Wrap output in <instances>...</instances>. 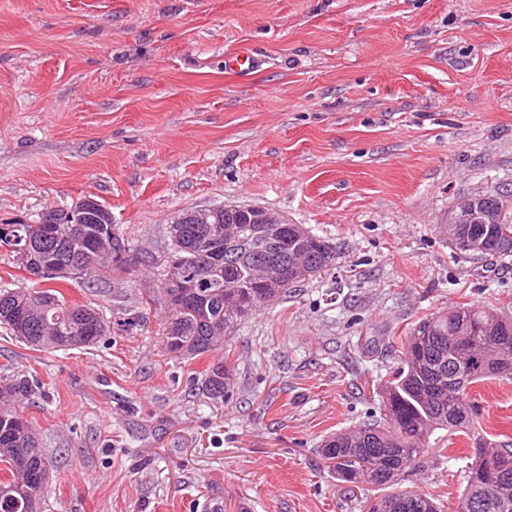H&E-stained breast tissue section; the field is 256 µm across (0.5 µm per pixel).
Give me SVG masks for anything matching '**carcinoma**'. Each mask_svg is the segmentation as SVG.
Returning a JSON list of instances; mask_svg holds the SVG:
<instances>
[{
  "mask_svg": "<svg viewBox=\"0 0 512 512\" xmlns=\"http://www.w3.org/2000/svg\"><path fill=\"white\" fill-rule=\"evenodd\" d=\"M96 219L82 225L77 238L69 236L71 225L61 213L53 224H28L33 238L31 256L48 266L74 251L89 259L84 276L93 277L111 261L120 267L129 251L116 226L108 223L110 210L99 205ZM219 222L234 224L246 234L249 225L234 208L220 211ZM176 266L183 272H209L218 287L205 300H187L197 306L198 316L169 323V352L191 358L213 351L220 339L231 334L238 320L288 293L286 288L259 287L249 268L250 244L241 259L226 268L213 264L203 248L209 225L191 220L176 236L167 230ZM307 237L289 234V242L269 251L263 265L310 263L299 255ZM55 285L43 290L52 304L40 307L28 288L0 291V325L37 350L66 347L74 338L77 346H95L109 326L95 309L66 301L60 288L70 278H48ZM512 376V318L489 306L470 304L437 312L417 323L398 351L396 367L379 386L381 421L365 422L354 431L329 435L318 449L336 472V479L360 484L398 486L421 467L431 451L427 440L437 430H468L478 416V406L469 397L472 385L493 377ZM229 370L225 363H212L205 370L202 387L209 398L228 396ZM31 391L22 375H0V400L25 398ZM0 512H40L46 482L33 481L17 491L22 469L50 466L47 450L38 434L14 407L0 405ZM488 464L512 474V444L490 450ZM483 463L476 457L465 469L466 485L449 512H499V504H512V481L486 484ZM386 512H442L435 499L424 492L396 490L384 498Z\"/></svg>",
  "mask_w": 512,
  "mask_h": 512,
  "instance_id": "cac0c4a2",
  "label": "carcinoma"
}]
</instances>
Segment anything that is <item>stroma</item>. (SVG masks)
Returning a JSON list of instances; mask_svg holds the SVG:
<instances>
[{
  "mask_svg": "<svg viewBox=\"0 0 512 512\" xmlns=\"http://www.w3.org/2000/svg\"><path fill=\"white\" fill-rule=\"evenodd\" d=\"M248 51L261 65L226 70ZM512 189V0H0V224L105 205L125 264L71 281L110 330L38 351L0 327V370L52 461L44 512H366L327 436L380 419L395 344L459 304L512 317V257L474 260L449 213ZM277 211L334 266L243 319L213 357L166 346V227ZM226 361L229 396L196 385ZM512 438V378L473 386ZM406 489L455 501L464 434L435 432ZM450 455L435 456L439 447ZM31 391L29 380L22 375H0V401L4 398H26Z\"/></svg>",
  "mask_w": 512,
  "mask_h": 512,
  "instance_id": "1",
  "label": "stroma"
}]
</instances>
